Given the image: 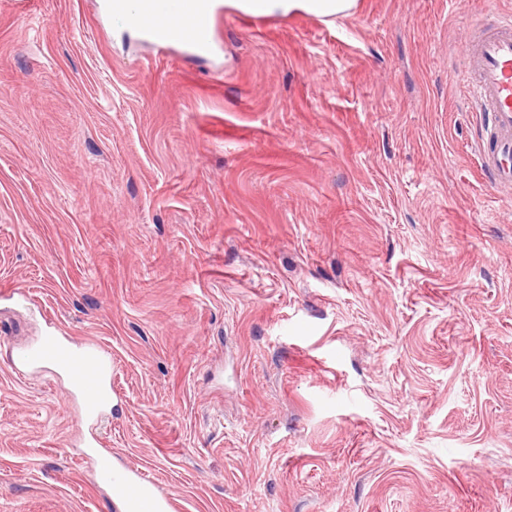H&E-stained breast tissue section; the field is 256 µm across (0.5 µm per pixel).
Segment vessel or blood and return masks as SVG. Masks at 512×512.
Listing matches in <instances>:
<instances>
[{
    "label": "vessel or blood",
    "instance_id": "b4317fda",
    "mask_svg": "<svg viewBox=\"0 0 512 512\" xmlns=\"http://www.w3.org/2000/svg\"><path fill=\"white\" fill-rule=\"evenodd\" d=\"M156 12L175 16L191 13L192 29L173 24L149 27L148 35L163 44H185L196 54L210 48L208 0H151ZM464 81L477 111L490 113L492 123L481 142L483 166L497 182L512 183V21L476 23L469 36ZM63 366L88 422L99 423L112 401V356L102 346L70 348L63 336L50 331L19 353L16 361L31 371H40L48 359ZM98 480L120 484L126 512H178L173 498L161 493L141 470L127 468L123 475L112 472L107 456L93 459Z\"/></svg>",
    "mask_w": 512,
    "mask_h": 512
}]
</instances>
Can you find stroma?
Masks as SVG:
<instances>
[{
  "instance_id": "obj_1",
  "label": "stroma",
  "mask_w": 512,
  "mask_h": 512,
  "mask_svg": "<svg viewBox=\"0 0 512 512\" xmlns=\"http://www.w3.org/2000/svg\"><path fill=\"white\" fill-rule=\"evenodd\" d=\"M103 0H0V512H117L96 429L181 512H512V187L459 75L512 0H213L210 51ZM250 1H259L257 5L267 16L275 11L303 12L320 19L348 16L356 6V0H225L224 4L242 12ZM66 337L55 331L16 356L19 365L33 372L40 371L49 358H56L64 367L72 393H76L85 419L97 425L106 415L112 399V355L98 344L71 349Z\"/></svg>"
}]
</instances>
